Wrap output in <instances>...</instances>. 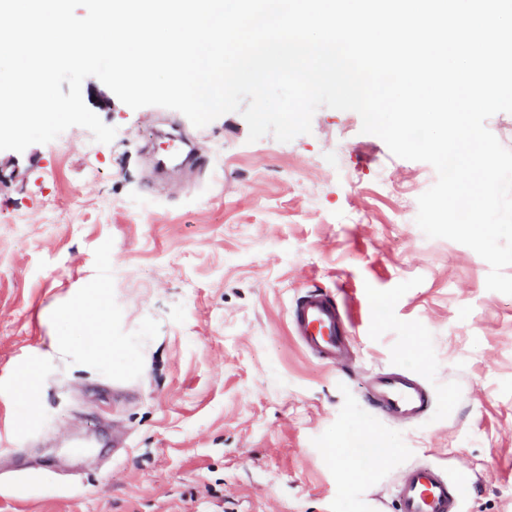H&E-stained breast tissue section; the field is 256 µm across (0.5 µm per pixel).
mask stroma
Returning <instances> with one entry per match:
<instances>
[{
  "mask_svg": "<svg viewBox=\"0 0 512 512\" xmlns=\"http://www.w3.org/2000/svg\"><path fill=\"white\" fill-rule=\"evenodd\" d=\"M82 96L111 143L75 126L0 151V512H395L421 463L467 473L464 512H512V295L417 226L430 164L353 111L251 143L236 112L197 128L94 77ZM162 125L201 146L200 170L157 178ZM98 283L101 321L71 316ZM314 289L347 313L346 369L290 330ZM394 370L429 389L424 417L368 405Z\"/></svg>",
  "mask_w": 512,
  "mask_h": 512,
  "instance_id": "1",
  "label": "stroma"
}]
</instances>
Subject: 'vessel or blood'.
<instances>
[{
  "label": "vessel or blood",
  "mask_w": 512,
  "mask_h": 512,
  "mask_svg": "<svg viewBox=\"0 0 512 512\" xmlns=\"http://www.w3.org/2000/svg\"><path fill=\"white\" fill-rule=\"evenodd\" d=\"M291 326L307 351L326 363L341 364L353 347L339 304L322 290L307 291L296 300ZM367 400L377 412L409 421L428 411L430 393L407 372H382L371 378ZM465 486V479L434 465L414 466L395 486L398 512H463Z\"/></svg>",
  "instance_id": "obj_1"
}]
</instances>
